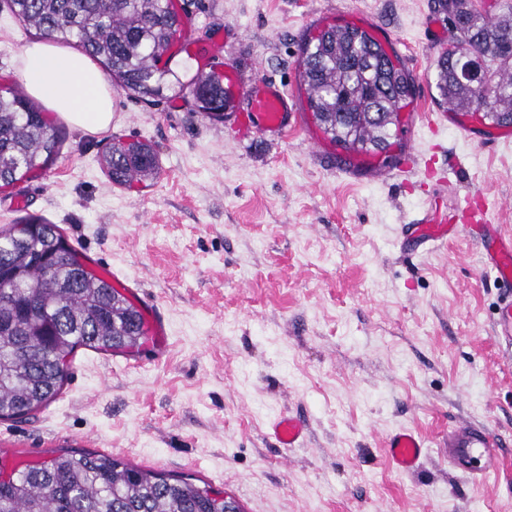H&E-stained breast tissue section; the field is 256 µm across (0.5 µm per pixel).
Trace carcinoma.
I'll use <instances>...</instances> for the list:
<instances>
[{"instance_id":"cac0c4a2","label":"carcinoma","mask_w":512,"mask_h":512,"mask_svg":"<svg viewBox=\"0 0 512 512\" xmlns=\"http://www.w3.org/2000/svg\"><path fill=\"white\" fill-rule=\"evenodd\" d=\"M36 33L75 41L122 88L142 96L169 92L201 112L224 108V80L199 72L188 80L172 68L185 52L176 36L186 13L177 0H3ZM457 33L436 60L440 101L512 125V0L478 8L472 0H433ZM482 62L486 88L465 82L460 57ZM307 109L344 149L383 151L399 112L413 95L409 76L368 32L329 24L304 42L299 58ZM63 130L19 89L0 93V188L58 155ZM117 185L156 171L147 144H117L106 157ZM0 229V419H20L47 406L69 375L79 347L133 352L146 331L141 311L107 287L60 227L41 218ZM0 512H224V499L187 479L119 458L63 453L9 474L0 470Z\"/></svg>"}]
</instances>
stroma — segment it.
Returning <instances> with one entry per match:
<instances>
[{"label":"stroma","instance_id":"stroma-1","mask_svg":"<svg viewBox=\"0 0 512 512\" xmlns=\"http://www.w3.org/2000/svg\"><path fill=\"white\" fill-rule=\"evenodd\" d=\"M188 71L244 81L274 77L293 93L302 130L288 140L244 135L232 116L179 97L113 89L111 128L65 126L58 157L0 190V227L24 214L59 225L91 268L137 281L138 308L157 306L170 347L79 348L61 392L36 414L0 421V467L61 452H101L227 493L242 512H512V453L474 484L440 446L458 420L512 437V370L491 333L502 292L467 234L439 249L404 241L428 203L473 194L501 201L512 232V126L498 142L452 112L416 127L392 153L423 149L418 172L381 179L382 159L327 139L306 109L298 60L318 23L382 36L414 83V100L443 110L440 45L423 24L432 0H184ZM0 8V88L19 85V53L34 41ZM472 127L464 138L462 126ZM153 147L156 177L113 184L103 157L115 142ZM26 196V212L12 208ZM282 412L308 435L285 454L267 433ZM420 429L431 447L415 473L387 461L383 441Z\"/></svg>","mask_w":512,"mask_h":512}]
</instances>
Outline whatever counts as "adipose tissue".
Returning a JSON list of instances; mask_svg holds the SVG:
<instances>
[{"label": "adipose tissue", "instance_id": "obj_1", "mask_svg": "<svg viewBox=\"0 0 512 512\" xmlns=\"http://www.w3.org/2000/svg\"><path fill=\"white\" fill-rule=\"evenodd\" d=\"M18 72L26 91L83 133L112 125V86L80 52L47 42L22 47Z\"/></svg>", "mask_w": 512, "mask_h": 512}]
</instances>
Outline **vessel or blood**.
<instances>
[{
  "instance_id": "b4317fda",
  "label": "vessel or blood",
  "mask_w": 512,
  "mask_h": 512,
  "mask_svg": "<svg viewBox=\"0 0 512 512\" xmlns=\"http://www.w3.org/2000/svg\"><path fill=\"white\" fill-rule=\"evenodd\" d=\"M224 89L232 101L241 102L243 125L248 134L284 138L299 128L298 110L281 84L265 78L243 84L237 70L228 64L224 67ZM471 210L468 204L461 207L460 219L455 224H434L425 218L418 219L408 225L407 237L421 246H443L449 238L467 230ZM482 245L487 267L497 280L512 284V234L490 228ZM493 327L496 342L505 354L512 356V295L499 304ZM307 429L305 418L289 412L280 413L269 424L271 436L286 450L300 447ZM507 446L502 434L469 423L449 429L443 448L450 467L466 480L479 482L499 470ZM386 448L394 468L409 474L418 468L427 444L418 430L402 427L388 435Z\"/></svg>"
}]
</instances>
